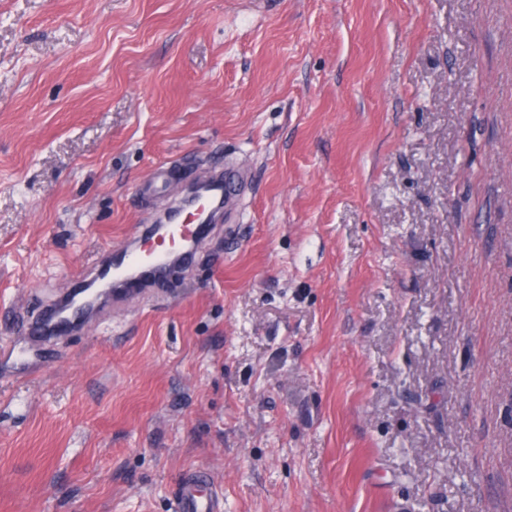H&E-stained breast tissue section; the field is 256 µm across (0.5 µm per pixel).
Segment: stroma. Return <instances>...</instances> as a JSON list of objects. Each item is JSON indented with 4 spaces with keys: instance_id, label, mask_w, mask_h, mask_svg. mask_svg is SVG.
Masks as SVG:
<instances>
[{
    "instance_id": "35a3bbf8",
    "label": "stroma",
    "mask_w": 512,
    "mask_h": 512,
    "mask_svg": "<svg viewBox=\"0 0 512 512\" xmlns=\"http://www.w3.org/2000/svg\"><path fill=\"white\" fill-rule=\"evenodd\" d=\"M173 287L5 360L138 187ZM512 512V0H0V512ZM236 176L231 173L217 174L206 182L199 184L195 194L212 209H228L235 199ZM224 494L211 482L205 468H196L182 480L175 512H223Z\"/></svg>"
}]
</instances>
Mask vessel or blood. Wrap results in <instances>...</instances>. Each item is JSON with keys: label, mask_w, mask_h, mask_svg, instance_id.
Wrapping results in <instances>:
<instances>
[{"label": "vessel or blood", "mask_w": 512, "mask_h": 512, "mask_svg": "<svg viewBox=\"0 0 512 512\" xmlns=\"http://www.w3.org/2000/svg\"><path fill=\"white\" fill-rule=\"evenodd\" d=\"M234 174H217L199 184L195 194L213 209L229 207L235 199ZM184 207H174L164 224H143L121 246L102 253L91 270L92 283L111 289L113 300L140 294L148 284L171 281L178 264L187 258L190 245L206 231L205 225L186 222ZM77 291H69L56 307L32 326V333L50 337L84 324L89 311H75ZM175 512H224V495L212 483L206 469L197 468L182 480Z\"/></svg>", "instance_id": "vessel-or-blood-1"}]
</instances>
